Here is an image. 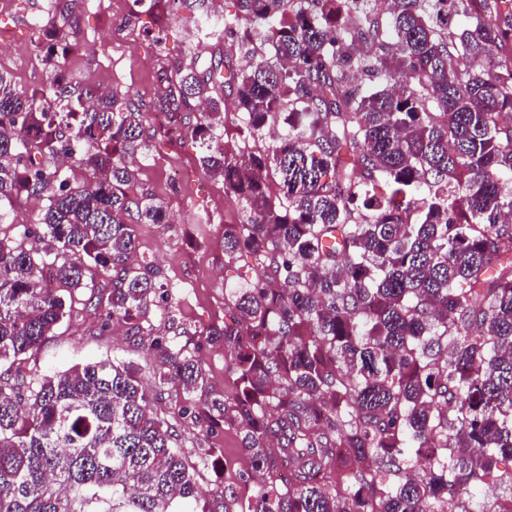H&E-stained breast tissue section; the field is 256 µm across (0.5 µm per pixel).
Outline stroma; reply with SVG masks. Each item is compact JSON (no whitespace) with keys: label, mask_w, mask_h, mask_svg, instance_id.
<instances>
[{"label":"stroma","mask_w":512,"mask_h":512,"mask_svg":"<svg viewBox=\"0 0 512 512\" xmlns=\"http://www.w3.org/2000/svg\"><path fill=\"white\" fill-rule=\"evenodd\" d=\"M118 14L126 17L121 29L112 24ZM159 24L169 31L162 44L147 34ZM202 38L185 11L172 15L152 0H106L98 10L80 13L74 39L81 50L66 53L59 69L64 77H79L87 86L109 84L111 93L128 95L152 112L163 97L164 71L189 64L193 47ZM200 152L198 142L191 139L171 144L158 137L152 139L148 157L139 160L135 190L160 199L167 221L137 225V258L159 270V290L145 319L158 337L192 349L202 370L203 389L220 394L229 384L224 349L210 343L205 332L223 324L228 311L224 287L237 272L224 265V227L243 223L246 212L225 195L222 179L203 173ZM20 230L28 231L29 244L39 245L44 227L38 222V207L23 195L0 223V238L14 237ZM108 292L104 284L95 293L75 295L71 316L38 350L21 356L12 376L29 382L76 364L115 358L138 370L148 392L163 391L155 410L175 421L184 409L193 408L195 395L160 384L154 363L145 360L127 324L113 321L105 308L91 303V296ZM178 446L195 466L200 492L210 503H223L225 492L231 490L239 496L249 493L253 471L234 431L219 425L206 434L186 426L178 432Z\"/></svg>","instance_id":"stroma-1"}]
</instances>
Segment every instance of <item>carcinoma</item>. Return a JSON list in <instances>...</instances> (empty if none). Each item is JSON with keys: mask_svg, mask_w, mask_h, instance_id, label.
<instances>
[{"mask_svg": "<svg viewBox=\"0 0 512 512\" xmlns=\"http://www.w3.org/2000/svg\"><path fill=\"white\" fill-rule=\"evenodd\" d=\"M261 61L191 58L164 107L192 111L204 173L248 212L224 225V263L264 270L225 289L231 391L189 418L236 430L266 474L238 512H512V0H166ZM357 24L344 25L348 11ZM464 18L448 27V13ZM386 87H359L363 74ZM354 86L346 92L345 87ZM235 91L248 153L224 145ZM147 114L128 97L59 79L30 94L0 70V222L22 192L42 204V246L0 239V364L37 349L71 309L63 293L110 285L108 316L144 340L154 266L135 225L163 205L133 195ZM98 179L74 185L60 147ZM282 197L272 198L268 179ZM159 381L202 371L151 341ZM22 395L0 383V512H213L196 470L119 361L76 364Z\"/></svg>", "mask_w": 512, "mask_h": 512, "instance_id": "obj_1", "label": "carcinoma"}]
</instances>
